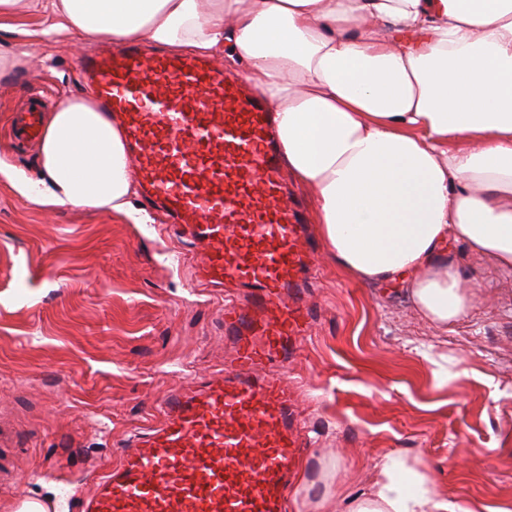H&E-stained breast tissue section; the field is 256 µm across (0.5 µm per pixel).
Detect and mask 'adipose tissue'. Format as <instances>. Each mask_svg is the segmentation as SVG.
Wrapping results in <instances>:
<instances>
[{"label": "adipose tissue", "mask_w": 512, "mask_h": 512, "mask_svg": "<svg viewBox=\"0 0 512 512\" xmlns=\"http://www.w3.org/2000/svg\"><path fill=\"white\" fill-rule=\"evenodd\" d=\"M48 15L42 34L146 43L216 57L279 116L289 173L311 190L330 261L360 283L405 284L447 329L478 294L456 245L512 269V0H0ZM18 192L42 207L138 224L123 134L89 92L64 96ZM340 466L293 491L295 512H334ZM347 512H468L419 462L388 454Z\"/></svg>", "instance_id": "obj_1"}]
</instances>
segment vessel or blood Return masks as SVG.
Wrapping results in <instances>:
<instances>
[{
    "label": "vessel or blood",
    "mask_w": 512,
    "mask_h": 512,
    "mask_svg": "<svg viewBox=\"0 0 512 512\" xmlns=\"http://www.w3.org/2000/svg\"><path fill=\"white\" fill-rule=\"evenodd\" d=\"M83 69L123 126L145 199L202 251L198 277L248 300L224 303L223 369L162 399L159 421L102 463L81 512H286L305 441L275 367L311 326L316 247L285 196L275 114L209 58L126 47Z\"/></svg>",
    "instance_id": "b4317fda"
}]
</instances>
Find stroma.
Returning <instances> with one entry per match:
<instances>
[{"label":"stroma","instance_id":"obj_1","mask_svg":"<svg viewBox=\"0 0 512 512\" xmlns=\"http://www.w3.org/2000/svg\"><path fill=\"white\" fill-rule=\"evenodd\" d=\"M43 16L21 13L0 43L32 53L27 71L0 77V512L47 498L79 512L104 459L154 424L161 398L218 372L233 352L224 300L195 276L159 224L25 202L13 179L37 176L36 140L15 119L39 99L50 111L86 90L80 50L46 44ZM479 298L443 333L419 318L407 288L351 280L315 255L310 334L285 363L307 443L304 474L341 459L344 495L364 489L384 455L421 461L437 492L469 512H512V272L459 249ZM451 356L444 379L422 348Z\"/></svg>","mask_w":512,"mask_h":512}]
</instances>
